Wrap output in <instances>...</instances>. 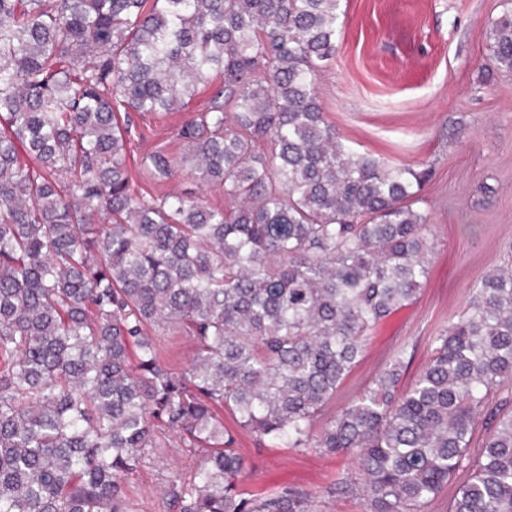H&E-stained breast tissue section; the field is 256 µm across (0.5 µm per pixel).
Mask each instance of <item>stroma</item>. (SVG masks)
I'll return each mask as SVG.
<instances>
[{
	"mask_svg": "<svg viewBox=\"0 0 512 512\" xmlns=\"http://www.w3.org/2000/svg\"><path fill=\"white\" fill-rule=\"evenodd\" d=\"M336 54L317 76L328 121L342 143L386 164L427 167L431 177L418 207L429 216L435 249L416 299L379 326L345 384L359 392L403 345L415 351L402 379L410 384L429 361L430 338L456 320L470 288L492 269L512 265V73L487 57L494 23L512 0H343ZM185 112L131 113L134 137L128 168L137 192H198L178 174L149 180L142 159L156 147L181 150L175 129ZM164 454H150L127 494L137 512H162L161 489L172 471L191 478L201 457L170 437ZM244 491L297 486L317 512H362L358 499L329 495L349 461L309 450L260 443L244 430Z\"/></svg>",
	"mask_w": 512,
	"mask_h": 512,
	"instance_id": "1",
	"label": "stroma"
}]
</instances>
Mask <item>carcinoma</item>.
<instances>
[{
  "label": "carcinoma",
  "instance_id": "obj_1",
  "mask_svg": "<svg viewBox=\"0 0 512 512\" xmlns=\"http://www.w3.org/2000/svg\"><path fill=\"white\" fill-rule=\"evenodd\" d=\"M341 0H0V512H136L148 449L202 456L171 473L164 512H315L282 485L241 489L237 426L272 448L350 456L330 494L363 512H512V267L470 289L403 388L401 347L338 394L378 325L409 306L434 241L415 208L431 169L356 154L317 73ZM489 58L512 71V14ZM152 180L131 188L121 113L184 109ZM189 338L179 371L163 337ZM489 428L471 451L478 420Z\"/></svg>",
  "mask_w": 512,
  "mask_h": 512
}]
</instances>
